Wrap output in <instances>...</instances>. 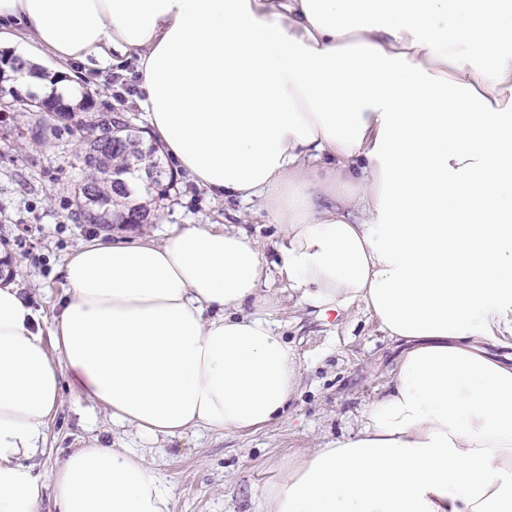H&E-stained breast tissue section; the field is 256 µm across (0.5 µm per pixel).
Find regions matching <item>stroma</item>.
I'll return each instance as SVG.
<instances>
[{
	"label": "stroma",
	"instance_id": "35a3bbf8",
	"mask_svg": "<svg viewBox=\"0 0 512 512\" xmlns=\"http://www.w3.org/2000/svg\"><path fill=\"white\" fill-rule=\"evenodd\" d=\"M70 68L80 73L82 89L97 109L127 113L136 125L146 126L135 61L106 66L74 62ZM83 148L78 131L62 132L40 145L0 139V251L13 260V284L48 321L66 288V257L100 233L98 227L75 223L70 204L84 176L78 161ZM226 222L260 243L267 274L263 286L280 299L269 317L280 324L297 354L300 384L287 412L258 430L198 429L154 443L149 457L172 490V512H264L265 494L288 459L358 432L367 405L387 386L400 354L364 304L326 319L301 305L280 273V232L257 202L211 196L181 176L155 223L116 224L108 237L159 240L169 224ZM71 381V375H64L60 405L49 425L51 447L39 460L40 470L56 467L91 435L142 447L137 433L114 426L106 410L77 401Z\"/></svg>",
	"mask_w": 512,
	"mask_h": 512
}]
</instances>
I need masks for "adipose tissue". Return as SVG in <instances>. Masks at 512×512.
I'll use <instances>...</instances> for the list:
<instances>
[{"label": "adipose tissue", "instance_id": "obj_1", "mask_svg": "<svg viewBox=\"0 0 512 512\" xmlns=\"http://www.w3.org/2000/svg\"><path fill=\"white\" fill-rule=\"evenodd\" d=\"M21 84L135 60L176 172L260 199L319 315L361 303L402 344L354 436L284 464L265 512H512V0H0ZM51 325L0 287V512H171L138 448L36 471L64 373L147 443L281 416L301 371L261 309L258 241L214 224L82 244Z\"/></svg>", "mask_w": 512, "mask_h": 512}]
</instances>
